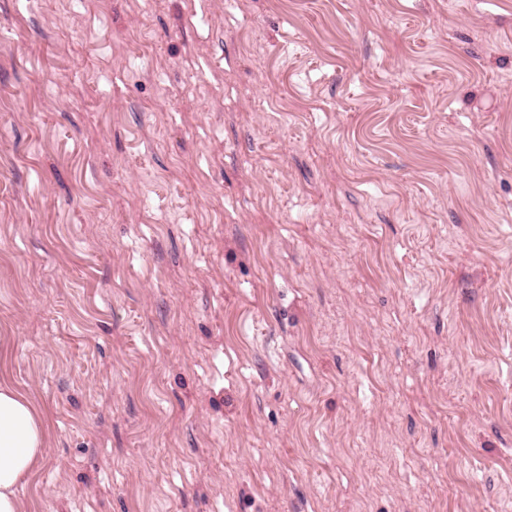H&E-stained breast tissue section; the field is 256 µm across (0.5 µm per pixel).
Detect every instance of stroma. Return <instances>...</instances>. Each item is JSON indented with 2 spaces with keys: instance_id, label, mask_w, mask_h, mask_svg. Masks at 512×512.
Listing matches in <instances>:
<instances>
[{
  "instance_id": "1",
  "label": "stroma",
  "mask_w": 512,
  "mask_h": 512,
  "mask_svg": "<svg viewBox=\"0 0 512 512\" xmlns=\"http://www.w3.org/2000/svg\"><path fill=\"white\" fill-rule=\"evenodd\" d=\"M24 512H512V0H0Z\"/></svg>"
}]
</instances>
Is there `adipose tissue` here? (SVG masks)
I'll use <instances>...</instances> for the list:
<instances>
[{
    "mask_svg": "<svg viewBox=\"0 0 512 512\" xmlns=\"http://www.w3.org/2000/svg\"><path fill=\"white\" fill-rule=\"evenodd\" d=\"M49 433L34 400L0 381V512H22L18 489L35 470Z\"/></svg>",
    "mask_w": 512,
    "mask_h": 512,
    "instance_id": "ef3b65f1",
    "label": "adipose tissue"
}]
</instances>
